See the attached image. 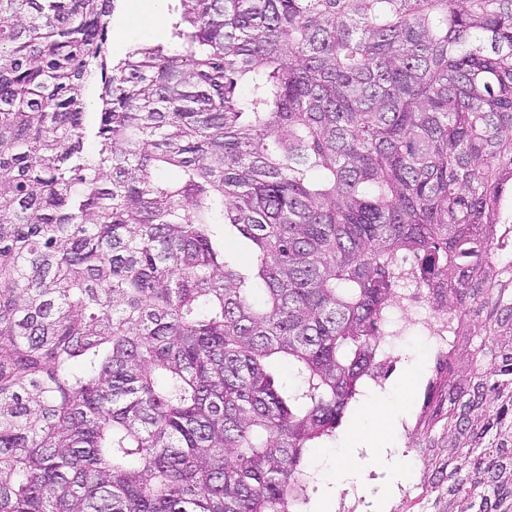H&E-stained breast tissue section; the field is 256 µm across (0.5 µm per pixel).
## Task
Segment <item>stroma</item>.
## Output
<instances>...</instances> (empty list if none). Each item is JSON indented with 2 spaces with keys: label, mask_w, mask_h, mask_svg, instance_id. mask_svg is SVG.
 Instances as JSON below:
<instances>
[{
  "label": "stroma",
  "mask_w": 512,
  "mask_h": 512,
  "mask_svg": "<svg viewBox=\"0 0 512 512\" xmlns=\"http://www.w3.org/2000/svg\"><path fill=\"white\" fill-rule=\"evenodd\" d=\"M172 7L171 0H123L108 19L113 55L122 56L138 43L166 40ZM394 347V367L381 375L374 390L351 404L335 439L309 450L307 463L316 475L309 489L310 512L323 498L329 512H433L432 456L429 449L416 447L413 428L429 393L437 344L411 326L395 338ZM382 403L389 407L395 436L381 458L370 445L352 442L346 426ZM349 456L356 458L358 468L344 484H337L336 464Z\"/></svg>",
  "instance_id": "1"
}]
</instances>
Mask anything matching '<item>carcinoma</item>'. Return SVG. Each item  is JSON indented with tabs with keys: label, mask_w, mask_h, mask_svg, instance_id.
I'll list each match as a JSON object with an SVG mask.
<instances>
[{
	"label": "carcinoma",
	"mask_w": 512,
	"mask_h": 512,
	"mask_svg": "<svg viewBox=\"0 0 512 512\" xmlns=\"http://www.w3.org/2000/svg\"><path fill=\"white\" fill-rule=\"evenodd\" d=\"M117 2L0 0V512H307L412 279L434 512H512V0ZM173 5L167 0H124L120 9L108 17L113 55L120 57L138 43L166 40ZM135 10L138 27L131 23Z\"/></svg>",
	"instance_id": "obj_1"
}]
</instances>
